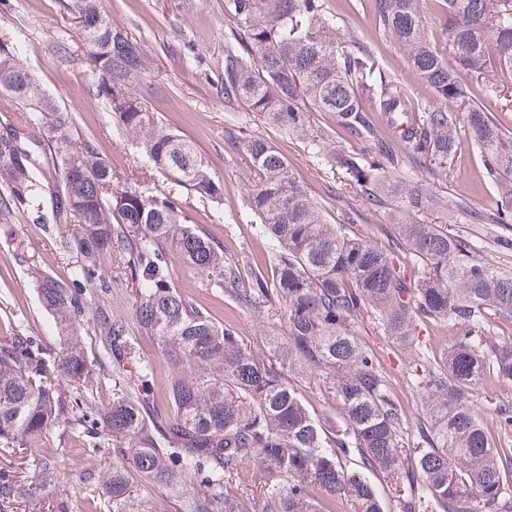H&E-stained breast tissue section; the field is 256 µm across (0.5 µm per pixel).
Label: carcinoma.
Listing matches in <instances>:
<instances>
[{
    "mask_svg": "<svg viewBox=\"0 0 512 512\" xmlns=\"http://www.w3.org/2000/svg\"><path fill=\"white\" fill-rule=\"evenodd\" d=\"M421 2L375 0L376 20L445 107L416 104L370 51L349 47L324 0H225L235 27L218 63L224 107L286 132L303 130L309 112L333 114L367 150L314 140L316 154L366 201L404 217L469 213L460 197L384 179L405 166L401 144L426 168L451 169L465 131L498 194L496 209L473 223L511 225L512 135L481 99L500 96L512 79V0L437 3L445 53L432 44ZM73 9L82 47L94 49L95 96L170 187L154 193L137 179L118 181L16 42L0 40V90L29 108L0 124V214L23 212L75 259L68 286L34 275L59 348L23 335L0 342V512L41 491L22 489L17 453L41 447L60 426L112 438V472L102 480L112 512H136V480L165 490L176 512H330L343 499L352 512H385L368 478L374 472L408 487L400 512H512V460L485 430L471 393L487 371L512 381V342L492 341L484 327L490 307L512 318V270L477 257L475 244L446 224L403 220L379 245L349 224L328 223L286 158L245 126L238 138L253 170L246 205L275 248L263 269L225 253L186 209L191 197L222 205L224 183L132 91L147 54L112 24L106 0H74ZM372 112L383 113L388 133ZM175 259L206 274L224 302L285 332L251 346L235 321H218L179 290L169 274ZM108 263L135 286L139 335L169 368L160 381L107 301ZM88 293L97 296L95 332L113 367H132L104 407L83 396L94 376L79 331ZM366 316L402 344L421 322L449 320L461 330L445 353L424 361L426 424L415 436L360 343ZM299 379L316 383L324 407L309 403Z\"/></svg>",
    "mask_w": 512,
    "mask_h": 512,
    "instance_id": "obj_1",
    "label": "carcinoma"
}]
</instances>
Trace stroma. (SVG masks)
<instances>
[{
    "mask_svg": "<svg viewBox=\"0 0 512 512\" xmlns=\"http://www.w3.org/2000/svg\"><path fill=\"white\" fill-rule=\"evenodd\" d=\"M73 0H0V36L17 40L24 61L41 86L72 116L76 125L105 154L118 178L131 174L138 154L135 145L117 130L103 102L94 96L97 76L81 49L70 11ZM115 25L124 27L141 43L150 64L133 84L150 111L163 124L193 141L213 172L224 182V203L215 206L191 200L194 223L207 229L239 257L264 264L272 243L259 234L258 222L244 201L250 178L248 158L237 139L239 126L266 139L284 155L305 189L324 209L332 224L355 216V228L377 242L395 215L389 207L371 205L359 189L341 188L337 173L317 156L313 136L323 138L328 149L361 150L360 142L336 123L331 114L309 113L302 131L288 133L262 123L252 113L229 112L217 94V62L224 56V38L231 25L224 0H108ZM326 7L345 35L357 46L373 53L384 70L396 74L406 91L427 107L441 101L412 73L404 56L380 28L373 0H326ZM406 178L419 180L440 196L465 198L475 211L494 209L497 193L487 180L483 159L468 136H460L452 170H427L408 164ZM453 232L468 236L479 246V256L496 266L512 269V248L498 246L506 230L498 224H471L460 219ZM47 271L60 283H69L72 262L59 255L54 241L42 226L29 223L21 213L0 219V340L17 335L33 336L46 347L56 348L59 338L52 317L42 307L32 282V268ZM172 281L187 295L209 307L217 317L232 313L243 336L261 344L269 325L252 313L229 310L224 296L211 287L206 276L181 262L169 268ZM81 332L95 376L85 394L97 405L112 401V391L121 375L112 369L101 351L90 315L93 302H86ZM362 344L383 368L392 394L401 404L409 426L424 419L419 364L423 356L440 354L454 343L459 330L452 322L427 323L418 329L413 346L403 347L385 336L371 320L359 327ZM484 425L499 447L512 448V432L500 428L502 410L512 411V382L486 376L472 389ZM33 458L50 457L55 463L53 497L66 500L69 512H112L101 494L103 474L112 467V443L92 438L82 430L55 429Z\"/></svg>",
    "mask_w": 512,
    "mask_h": 512,
    "instance_id": "35a3bbf8",
    "label": "stroma"
}]
</instances>
